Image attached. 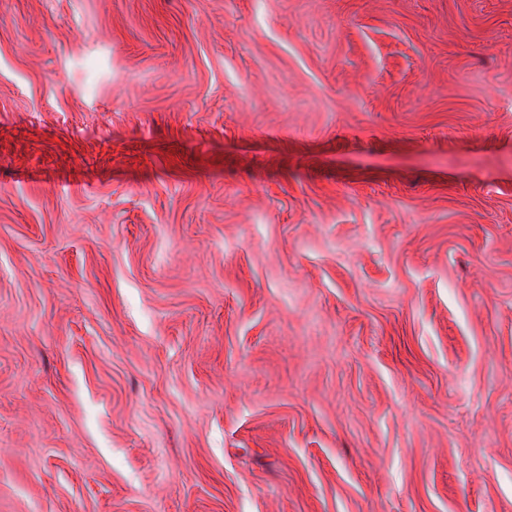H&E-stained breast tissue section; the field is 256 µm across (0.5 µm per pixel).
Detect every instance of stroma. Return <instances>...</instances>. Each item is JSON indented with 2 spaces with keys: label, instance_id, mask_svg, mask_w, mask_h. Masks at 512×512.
Segmentation results:
<instances>
[{
  "label": "stroma",
  "instance_id": "obj_1",
  "mask_svg": "<svg viewBox=\"0 0 512 512\" xmlns=\"http://www.w3.org/2000/svg\"><path fill=\"white\" fill-rule=\"evenodd\" d=\"M0 512H512V0H0Z\"/></svg>",
  "mask_w": 512,
  "mask_h": 512
}]
</instances>
